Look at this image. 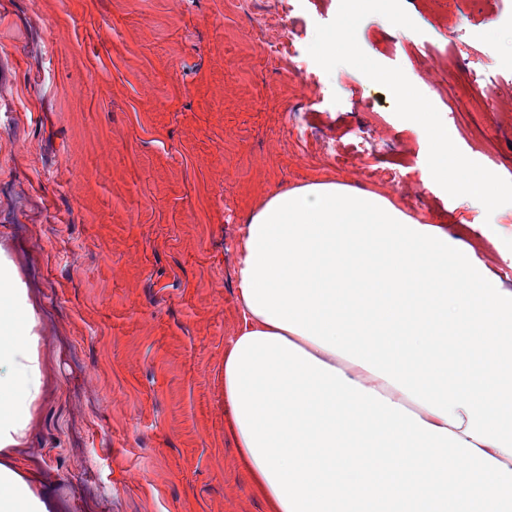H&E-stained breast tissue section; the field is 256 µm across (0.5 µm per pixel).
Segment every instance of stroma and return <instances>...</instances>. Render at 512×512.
Returning <instances> with one entry per match:
<instances>
[{
    "mask_svg": "<svg viewBox=\"0 0 512 512\" xmlns=\"http://www.w3.org/2000/svg\"><path fill=\"white\" fill-rule=\"evenodd\" d=\"M238 2L0 0V245L33 290L49 363L23 461L63 512H266L224 436L221 377L238 236L272 192L381 193L447 225L512 289L485 210L423 181L428 143L389 90L309 56L339 0L261 24ZM402 5L414 29L373 14L360 47L512 180V0ZM283 34L290 53L271 52ZM469 71L485 111L460 94ZM382 167L399 184L374 181Z\"/></svg>",
    "mask_w": 512,
    "mask_h": 512,
    "instance_id": "stroma-1",
    "label": "stroma"
}]
</instances>
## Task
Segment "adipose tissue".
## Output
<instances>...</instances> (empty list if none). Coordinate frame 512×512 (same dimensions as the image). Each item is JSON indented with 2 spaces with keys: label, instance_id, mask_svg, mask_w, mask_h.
<instances>
[{
  "label": "adipose tissue",
  "instance_id": "obj_1",
  "mask_svg": "<svg viewBox=\"0 0 512 512\" xmlns=\"http://www.w3.org/2000/svg\"><path fill=\"white\" fill-rule=\"evenodd\" d=\"M224 433L267 512H512V289L463 241L333 182L238 240ZM42 318L0 246V512H61L21 464Z\"/></svg>",
  "mask_w": 512,
  "mask_h": 512
}]
</instances>
